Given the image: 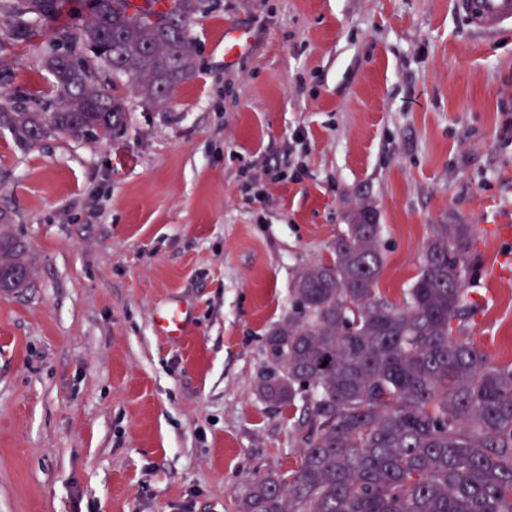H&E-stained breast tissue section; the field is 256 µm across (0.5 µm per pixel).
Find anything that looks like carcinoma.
<instances>
[{"label": "carcinoma", "mask_w": 512, "mask_h": 512, "mask_svg": "<svg viewBox=\"0 0 512 512\" xmlns=\"http://www.w3.org/2000/svg\"><path fill=\"white\" fill-rule=\"evenodd\" d=\"M78 21L63 0H0L17 22V44L39 53L54 77L52 102L9 99L0 71V126L25 144L64 135L93 139L126 121L122 97L101 79L137 83L160 111L195 74L189 33L212 0H174L152 15L129 0H78ZM381 225L361 208L336 239L334 258L303 271L293 308L266 337L272 361L259 395L281 408L306 404L300 465L253 480L238 512H512V364L454 328L478 310L468 298V224H435L420 271L401 304L377 293ZM23 247L0 234V293L24 287Z\"/></svg>", "instance_id": "carcinoma-1"}]
</instances>
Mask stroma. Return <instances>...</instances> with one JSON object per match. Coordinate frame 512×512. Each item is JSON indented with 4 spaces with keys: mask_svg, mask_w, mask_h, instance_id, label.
<instances>
[{
    "mask_svg": "<svg viewBox=\"0 0 512 512\" xmlns=\"http://www.w3.org/2000/svg\"><path fill=\"white\" fill-rule=\"evenodd\" d=\"M455 0H215L196 74L161 112L128 78L126 125L27 146L0 128V210L29 288L0 296V512H236L295 467L293 412L257 386L265 338L353 214L381 224L402 303L436 224H470L469 340L512 363V32ZM251 45L224 62L225 25ZM15 95L51 96L7 36ZM179 304L172 340L155 310Z\"/></svg>",
    "mask_w": 512,
    "mask_h": 512,
    "instance_id": "35a3bbf8",
    "label": "stroma"
}]
</instances>
